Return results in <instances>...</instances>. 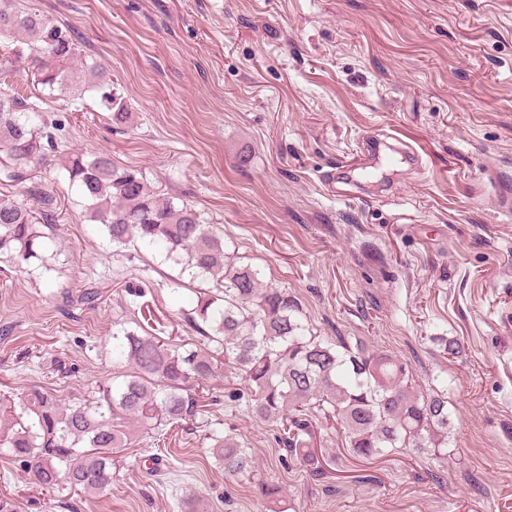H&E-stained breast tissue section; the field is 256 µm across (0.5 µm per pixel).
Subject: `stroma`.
<instances>
[{"label":"stroma","mask_w":512,"mask_h":512,"mask_svg":"<svg viewBox=\"0 0 512 512\" xmlns=\"http://www.w3.org/2000/svg\"><path fill=\"white\" fill-rule=\"evenodd\" d=\"M70 25L104 64L132 123L99 92L41 94L61 149L107 152L221 230L243 263L298 299L313 333L408 363L417 389L448 380L459 448L440 461L351 455L312 415L330 462L312 474L273 428L210 385L197 423L118 454L74 512H512V0H16ZM396 135L423 170L353 163ZM59 217L46 265L0 256V393L67 400L118 375L113 331L194 343L192 278L82 216L58 166L36 172ZM98 289L96 306L79 304ZM141 297H134V290ZM465 345L461 357L443 339ZM237 430L255 471L225 475L212 430ZM18 512H53L0 455ZM101 106L106 112H110L111 120L115 124H126L131 119V112L121 98H117L111 92L103 91L100 98Z\"/></svg>","instance_id":"1"}]
</instances>
